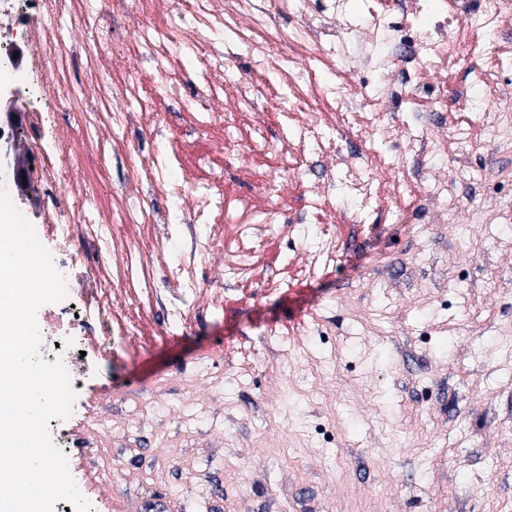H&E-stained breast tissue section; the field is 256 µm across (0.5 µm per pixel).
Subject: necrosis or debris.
Segmentation results:
<instances>
[{
    "label": "necrosis or debris",
    "mask_w": 512,
    "mask_h": 512,
    "mask_svg": "<svg viewBox=\"0 0 512 512\" xmlns=\"http://www.w3.org/2000/svg\"><path fill=\"white\" fill-rule=\"evenodd\" d=\"M347 0H191L190 11L172 4L158 13L156 0H14L20 34L31 50L23 72L0 46V82L18 84L31 108L26 144L31 175L46 199L34 230L59 255L66 278L65 306L57 317L38 313L49 335L41 354L63 360L71 385L83 387L88 360L115 362L138 347L152 310L180 327L205 292L204 267L228 278L246 275L263 241L256 220L287 223L285 202L265 195L231 194L217 170L224 155L240 151L270 159L280 172L303 166L315 127L335 125L350 114L368 121L384 138L398 137L412 160L407 177L432 172L430 142L417 131H400L388 111L397 97L421 112L434 111L429 87L418 75L458 65L463 35L494 34L512 17V0H437L431 23L418 26L420 0H403L401 24L388 12H372L366 31L346 18ZM299 19L281 29L277 17ZM356 43L369 71L396 73L371 93L352 88L336 62ZM244 60L241 77L224 79L226 65ZM489 97L462 90L459 112H478L483 128L496 123L492 98L511 97L512 83L485 62L477 71ZM267 112L249 113L256 100ZM179 112L181 129L165 114ZM296 122L295 140L269 152L267 129ZM234 222L231 243L215 232ZM145 224L169 250L152 253L127 237ZM170 286L161 293L157 278Z\"/></svg>",
    "instance_id": "obj_1"
}]
</instances>
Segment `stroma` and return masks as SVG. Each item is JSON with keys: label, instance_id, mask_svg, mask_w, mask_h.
Here are the masks:
<instances>
[{"label": "stroma", "instance_id": "1", "mask_svg": "<svg viewBox=\"0 0 512 512\" xmlns=\"http://www.w3.org/2000/svg\"><path fill=\"white\" fill-rule=\"evenodd\" d=\"M470 115L447 109L432 167L454 208L399 182L398 149L369 125L335 151L385 158L397 185L364 223L291 235L263 224L252 277L205 269L224 309L185 328L152 323L116 366L93 363L117 437L82 495L112 512H512V166L484 174L490 141H455ZM335 237L333 259L309 253Z\"/></svg>", "mask_w": 512, "mask_h": 512}]
</instances>
